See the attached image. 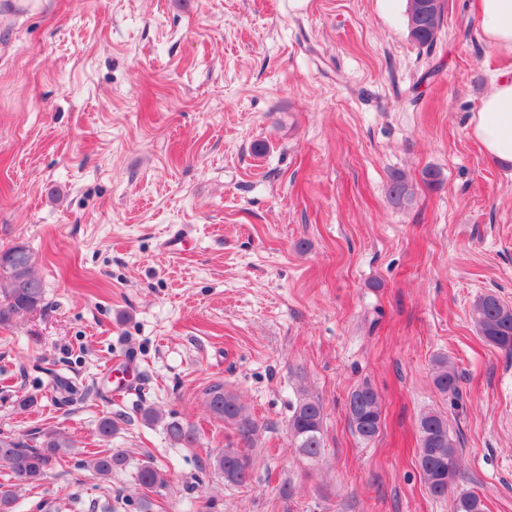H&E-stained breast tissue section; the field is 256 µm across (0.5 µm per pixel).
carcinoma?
Wrapping results in <instances>:
<instances>
[{"label":"carcinoma","instance_id":"1","mask_svg":"<svg viewBox=\"0 0 512 512\" xmlns=\"http://www.w3.org/2000/svg\"><path fill=\"white\" fill-rule=\"evenodd\" d=\"M445 8V0H408L406 23L409 35L420 47L430 48L435 43ZM389 196L400 207H409L414 194L405 176L391 179ZM45 300V287L35 271V260L26 246L14 245L0 250V325L7 327L18 319L38 310ZM471 319L482 339L492 347L512 353V306L492 294L478 297L471 309ZM433 383L443 395L458 392L459 375L448 365V359L435 361ZM206 403L215 417L233 426L239 440L251 446L256 425L239 398L215 384L206 392ZM347 413L353 432L364 441L373 440L382 423L381 400L374 388L363 384L354 389L347 401ZM323 407L310 397H301L292 406L288 419L291 442L299 454L313 461L323 448ZM166 434L175 446L193 447L199 435L195 426L178 419L165 424ZM421 443L420 467L429 492L445 497L456 483L460 473V452L448 433V420L439 412L429 411L419 422ZM72 441L64 434L49 429L32 438H23L0 432V468L15 479L11 484H0V512H13L18 489L24 484L41 480L60 463ZM128 457L122 451L104 450L93 454L82 466L95 474L110 478L125 470ZM252 461L236 449H227L216 455L212 468L230 485H243L250 478ZM138 485L155 492L168 483L166 472L152 461L144 462L137 470ZM483 499L475 493H461L452 504V512H485Z\"/></svg>","mask_w":512,"mask_h":512}]
</instances>
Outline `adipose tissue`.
Wrapping results in <instances>:
<instances>
[{
	"label": "adipose tissue",
	"mask_w": 512,
	"mask_h": 512,
	"mask_svg": "<svg viewBox=\"0 0 512 512\" xmlns=\"http://www.w3.org/2000/svg\"><path fill=\"white\" fill-rule=\"evenodd\" d=\"M484 40L512 49V0H478ZM470 133L485 153L512 166V72L496 77L493 88L470 117Z\"/></svg>",
	"instance_id": "ef3b65f1"
}]
</instances>
